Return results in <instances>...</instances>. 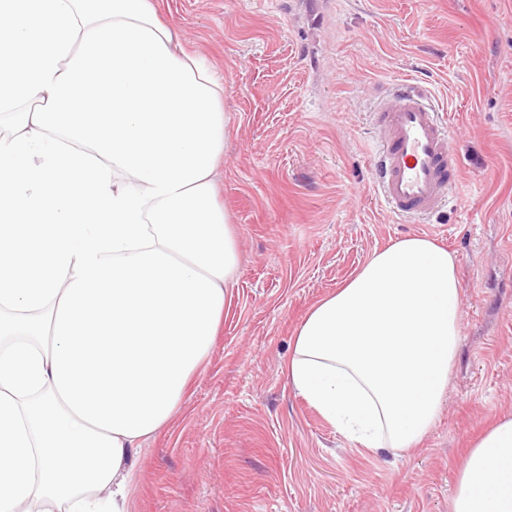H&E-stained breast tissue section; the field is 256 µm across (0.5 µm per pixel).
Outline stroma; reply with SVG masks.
Instances as JSON below:
<instances>
[{"label":"stroma","mask_w":512,"mask_h":512,"mask_svg":"<svg viewBox=\"0 0 512 512\" xmlns=\"http://www.w3.org/2000/svg\"><path fill=\"white\" fill-rule=\"evenodd\" d=\"M224 79L218 200L238 234L224 322L135 459L131 512H450L457 468L512 414V0H162ZM426 87L465 177L401 221L370 167L373 106ZM407 234L454 253L463 341L416 450L360 451L289 385L308 310Z\"/></svg>","instance_id":"stroma-1"}]
</instances>
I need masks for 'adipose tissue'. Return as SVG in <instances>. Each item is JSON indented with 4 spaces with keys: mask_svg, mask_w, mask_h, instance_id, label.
Wrapping results in <instances>:
<instances>
[{
    "mask_svg": "<svg viewBox=\"0 0 512 512\" xmlns=\"http://www.w3.org/2000/svg\"><path fill=\"white\" fill-rule=\"evenodd\" d=\"M4 120L0 512H130L238 265L224 81L158 0H0ZM461 342L454 255L407 235L311 307L286 373L356 447L405 453ZM451 512H512V416L473 441Z\"/></svg>",
    "mask_w": 512,
    "mask_h": 512,
    "instance_id": "adipose-tissue-1",
    "label": "adipose tissue"
}]
</instances>
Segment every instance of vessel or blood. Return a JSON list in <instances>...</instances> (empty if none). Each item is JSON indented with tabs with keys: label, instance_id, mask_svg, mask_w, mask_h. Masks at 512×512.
Segmentation results:
<instances>
[{
	"label": "vessel or blood",
	"instance_id": "obj_1",
	"mask_svg": "<svg viewBox=\"0 0 512 512\" xmlns=\"http://www.w3.org/2000/svg\"><path fill=\"white\" fill-rule=\"evenodd\" d=\"M429 98L424 87L397 84L374 114V183L392 212L410 220L438 212L447 203L449 186L463 177L462 164L450 149V129Z\"/></svg>",
	"mask_w": 512,
	"mask_h": 512
}]
</instances>
